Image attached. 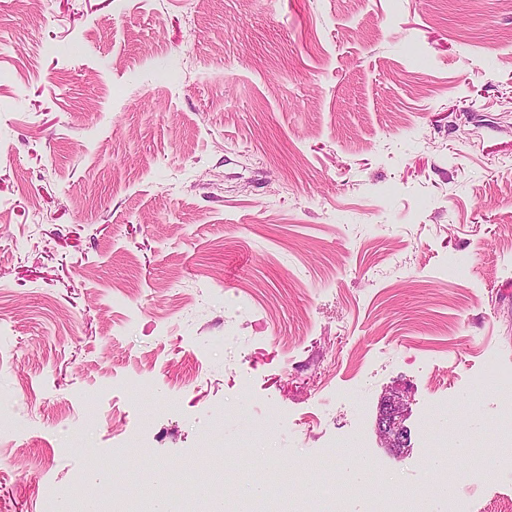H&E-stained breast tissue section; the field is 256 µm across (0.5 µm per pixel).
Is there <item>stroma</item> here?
I'll use <instances>...</instances> for the list:
<instances>
[{
  "mask_svg": "<svg viewBox=\"0 0 512 512\" xmlns=\"http://www.w3.org/2000/svg\"><path fill=\"white\" fill-rule=\"evenodd\" d=\"M510 241L512 0H0V512L120 448L512 512L442 441L494 455ZM406 405L404 395L395 391L384 400L378 415L377 432L389 448H406L409 445L410 438L404 425ZM338 460L340 473L352 485H365L371 480L372 469L366 457L358 451V448L339 450Z\"/></svg>",
  "mask_w": 512,
  "mask_h": 512,
  "instance_id": "35a3bbf8",
  "label": "stroma"
}]
</instances>
